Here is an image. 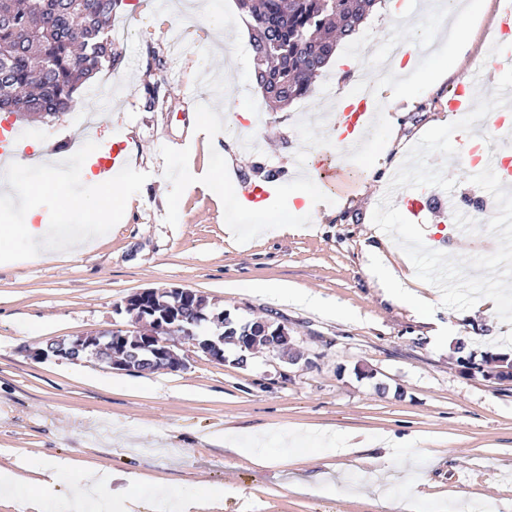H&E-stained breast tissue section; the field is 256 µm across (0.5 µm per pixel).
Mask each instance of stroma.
Segmentation results:
<instances>
[{
  "label": "stroma",
  "mask_w": 512,
  "mask_h": 512,
  "mask_svg": "<svg viewBox=\"0 0 512 512\" xmlns=\"http://www.w3.org/2000/svg\"><path fill=\"white\" fill-rule=\"evenodd\" d=\"M152 2L123 0L112 19L123 55L112 78L126 93L111 110L98 112L89 87L68 111L15 125L19 138L34 143L92 127L94 138L122 147L148 179L92 250L0 264V466L28 457L43 468L70 460L119 476L139 472L149 479L142 491L149 502L172 490L205 495L220 488L221 512H404L409 499L416 512H461L469 499L480 501L483 512H512V380L462 374L447 352L451 335L466 339L477 356L512 352V325L438 305V288L419 280L413 289L435 301L428 316L387 296L373 274L374 256L409 274L414 268L371 220L408 149L447 111L465 71L482 58L498 0H487L473 19L471 45L450 56L439 90L384 108V139L360 151L297 126L300 108L328 106L319 92L304 106L269 110L253 82L251 56L235 49L249 39L237 2L224 0L223 53L232 60L233 84L245 89L240 110L261 113L268 130L266 150L251 156L226 140L222 127L200 122L212 98L197 78L224 64L211 58L199 17L170 58L176 78L147 107L151 53L164 51L169 27ZM407 14L420 18L418 32L379 9L362 31L437 42L438 16L412 7ZM304 151L329 152L355 171L357 187L329 198L318 181H308L298 232H282L277 221L293 181L290 161ZM215 169L224 172L219 193L208 185ZM242 170L268 192L265 212L245 205ZM269 170L277 181L266 182ZM420 225L435 251L486 255L497 248L492 235H462L437 210ZM280 281L309 292L311 301L274 300L253 289ZM170 287L208 296L239 322L284 325L301 359L292 364L258 352L242 366L239 350L228 344L225 363L215 364L185 346L179 354L186 369L135 374L89 358H31L33 348L126 324L115 307L127 295ZM280 427L297 430V437L280 445L272 434ZM236 429L268 431L273 464L255 466L225 446V432ZM326 432L354 437L362 447L336 451L323 440ZM387 435L415 442L389 449L387 471L377 475L371 444Z\"/></svg>",
  "instance_id": "obj_1"
}]
</instances>
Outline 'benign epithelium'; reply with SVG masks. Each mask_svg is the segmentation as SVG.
<instances>
[{"instance_id": "obj_1", "label": "benign epithelium", "mask_w": 512, "mask_h": 512, "mask_svg": "<svg viewBox=\"0 0 512 512\" xmlns=\"http://www.w3.org/2000/svg\"><path fill=\"white\" fill-rule=\"evenodd\" d=\"M198 296V293L181 287L146 289L127 296L123 305L116 311L131 315L126 326L116 327L105 332H87L74 336L66 342H58L47 348L31 351L35 360H47L51 357H67L77 360L83 356L96 359L112 370L144 374L156 369L165 359H171L184 369L186 362L176 353L178 340L191 343L194 351L201 353L212 363H224V339L202 338L196 323L186 322L176 315V307L169 306L168 300H184ZM171 307V311L161 317L158 309ZM242 336L229 337L237 344L246 345L253 334L265 336L270 348L277 349L290 342L288 329L284 326H272L268 321L250 322L241 329Z\"/></svg>"}]
</instances>
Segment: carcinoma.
<instances>
[{"instance_id":"carcinoma-1","label":"carcinoma","mask_w":512,"mask_h":512,"mask_svg":"<svg viewBox=\"0 0 512 512\" xmlns=\"http://www.w3.org/2000/svg\"><path fill=\"white\" fill-rule=\"evenodd\" d=\"M122 0H97L71 35L75 0H0V107L22 104L46 116L68 110L81 86L120 56L109 39ZM250 31L254 75L275 110L310 95L339 42L356 33L377 0H238ZM32 30L31 39L24 33ZM457 347L470 374L497 368V353L480 360Z\"/></svg>"}]
</instances>
